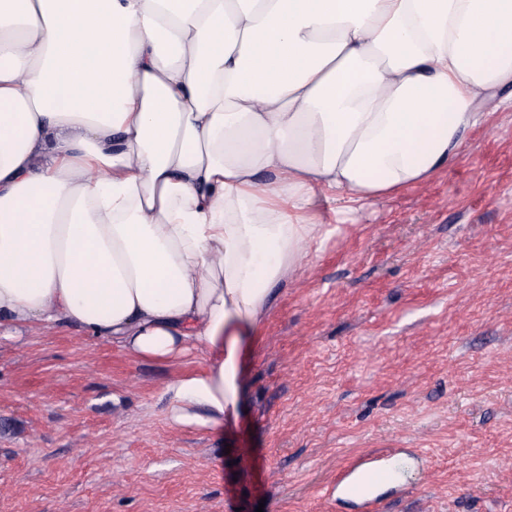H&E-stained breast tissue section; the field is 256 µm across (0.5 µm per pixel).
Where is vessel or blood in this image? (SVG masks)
<instances>
[{"instance_id":"b4317fda","label":"vessel or blood","mask_w":512,"mask_h":512,"mask_svg":"<svg viewBox=\"0 0 512 512\" xmlns=\"http://www.w3.org/2000/svg\"><path fill=\"white\" fill-rule=\"evenodd\" d=\"M392 482L388 457L372 455L354 461L339 472L326 493L357 502L362 512H378V493Z\"/></svg>"}]
</instances>
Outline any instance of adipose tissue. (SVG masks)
I'll return each instance as SVG.
<instances>
[{"label":"adipose tissue","instance_id":"adipose-tissue-1","mask_svg":"<svg viewBox=\"0 0 512 512\" xmlns=\"http://www.w3.org/2000/svg\"><path fill=\"white\" fill-rule=\"evenodd\" d=\"M510 84L512 0H0V335L196 346L172 418L220 426L324 201L430 182Z\"/></svg>","mask_w":512,"mask_h":512}]
</instances>
